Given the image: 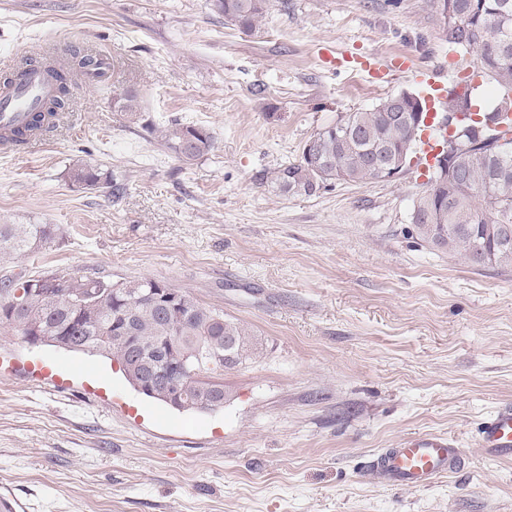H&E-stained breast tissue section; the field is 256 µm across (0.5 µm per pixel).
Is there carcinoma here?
<instances>
[{"label": "carcinoma", "mask_w": 512, "mask_h": 512, "mask_svg": "<svg viewBox=\"0 0 512 512\" xmlns=\"http://www.w3.org/2000/svg\"><path fill=\"white\" fill-rule=\"evenodd\" d=\"M448 22L443 30L448 44L472 55L489 83L500 92V106L483 113L478 127L459 126L448 136V160L455 174L433 172L428 188L415 204L411 223L425 243L450 250L461 249L473 263H512V149L501 150L496 126L512 118V0H445ZM215 9L245 33L273 7V0H214ZM57 92L32 113L21 128L0 132V146L13 149L44 128L55 124L71 105L72 76L89 80L101 75L97 56L80 48L71 61L46 67ZM420 97L400 93L382 99L372 108L320 128L303 149L302 160L276 172L275 182L287 193L310 194L336 182L366 183L380 177L369 162L379 156L385 167H394L412 152L415 136L425 113L413 110L408 118L393 117L405 107H415ZM122 112H137L136 91L127 89L112 98ZM165 141L178 157L193 161L213 148L212 134L203 127L175 125ZM70 180L90 188H106L100 173L77 165ZM59 228L54 224H0V258L26 256L52 243ZM39 289L27 305L16 307L9 284H0V327L6 325L34 344L38 336L29 330L37 325L54 345L52 330L68 323L69 312L80 316L65 332L70 350L99 353L123 363L130 346L141 355L143 369L162 379L174 364L187 362L205 367V375H185L177 410L202 411L200 400L224 398V370L233 369L259 356L260 343L249 327L224 312L200 304L182 292L190 308L166 315L139 299V294L170 284L154 279L116 285L98 278L77 277L63 271H47L37 278Z\"/></svg>", "instance_id": "1"}]
</instances>
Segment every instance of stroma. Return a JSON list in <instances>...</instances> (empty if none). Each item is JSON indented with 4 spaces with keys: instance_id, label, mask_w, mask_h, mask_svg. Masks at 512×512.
<instances>
[{
    "instance_id": "1",
    "label": "stroma",
    "mask_w": 512,
    "mask_h": 512,
    "mask_svg": "<svg viewBox=\"0 0 512 512\" xmlns=\"http://www.w3.org/2000/svg\"><path fill=\"white\" fill-rule=\"evenodd\" d=\"M112 59L110 92L76 79L38 151L0 153V224H54L55 242L0 260V278L60 269L163 280L247 324L261 358L225 371L223 407L182 412L133 389L116 362L0 329V484L29 512H512V460L478 427L512 404V265L418 240L416 160L394 181L280 192L319 128L418 90L445 59L434 0H287L258 30L212 0H0V64ZM408 59L373 80L371 57ZM138 91L141 110L113 94ZM206 128L185 162L161 133ZM119 195L69 180L75 165ZM67 372L65 389L32 380ZM454 439L456 474L383 485L379 449Z\"/></svg>"
}]
</instances>
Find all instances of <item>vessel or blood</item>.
Masks as SVG:
<instances>
[{"instance_id": "b4317fda", "label": "vessel or blood", "mask_w": 512, "mask_h": 512, "mask_svg": "<svg viewBox=\"0 0 512 512\" xmlns=\"http://www.w3.org/2000/svg\"><path fill=\"white\" fill-rule=\"evenodd\" d=\"M442 67L420 71L417 84L427 111L438 112L448 103L442 82ZM54 92L53 82L42 67L15 73L10 88H0V129L23 125L38 103ZM448 136L443 126L432 127L419 137L417 152L421 161L433 162ZM480 442L490 456L512 459V404L501 406L480 429ZM463 464V453L456 442L433 434L403 438L398 447L379 450L371 468L378 479L389 486L425 488L438 478L457 473Z\"/></svg>"}]
</instances>
